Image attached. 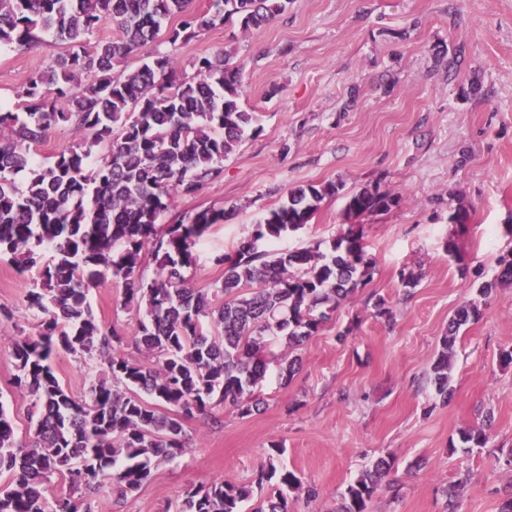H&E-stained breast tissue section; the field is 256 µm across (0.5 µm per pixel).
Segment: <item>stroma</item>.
Returning <instances> with one entry per match:
<instances>
[{
	"mask_svg": "<svg viewBox=\"0 0 512 512\" xmlns=\"http://www.w3.org/2000/svg\"><path fill=\"white\" fill-rule=\"evenodd\" d=\"M51 34L23 50L0 48V108L20 111L27 77L52 62ZM227 51L243 67L239 102L257 116L255 133L222 163L219 176L193 196H175L162 224L191 223L205 209L226 212L194 248L186 277L207 292L224 278V255L248 238L289 188L339 182L301 230L276 244L297 250L331 244L348 230L362 235L372 279L341 301L301 346L269 342L277 360L255 390L263 404L243 417L230 406L183 419V454L161 463L121 504L94 493L96 512H169L194 485L214 479L248 484L272 446L303 490L290 512H334L347 487L379 459L392 460L396 489L381 488L369 512H446V488L459 486L456 512H501L512 498V286L481 295L501 259L512 258V0H291L258 29L229 21L189 42L146 43L125 65L159 52L179 60V77L195 62ZM84 133L63 125L29 149L30 166L83 149ZM379 184L401 194L391 211L347 215L346 194ZM465 206L468 219L448 221ZM415 270L403 287L401 270ZM31 274L0 254V337L33 336L27 305ZM124 287L109 273L88 301L97 319L125 335L135 328L122 307ZM384 300L391 319L377 317ZM467 302L480 309L454 347L453 394L436 396L431 366L448 320ZM301 366L283 380L279 362ZM75 394L107 375V366L75 354L52 361ZM9 347L0 344V404L26 442L33 399L13 385ZM483 431L482 446L463 443ZM317 499H307L305 487Z\"/></svg>",
	"mask_w": 512,
	"mask_h": 512,
	"instance_id": "35a3bbf8",
	"label": "stroma"
}]
</instances>
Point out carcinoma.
<instances>
[{"mask_svg": "<svg viewBox=\"0 0 512 512\" xmlns=\"http://www.w3.org/2000/svg\"><path fill=\"white\" fill-rule=\"evenodd\" d=\"M190 0H0V45L18 50L52 34L53 65L30 74L21 91L24 111H0V254L25 272L37 265L34 248L54 249L27 294L39 320L35 336L9 339L17 386L34 398L37 420L30 441L15 440L0 403V512H94L77 490L107 479L114 504L146 484L165 461L184 452L180 418L221 405L245 417L258 409L252 388L265 377L268 338L290 347L318 333L329 312L366 284L373 266L364 246L344 235L327 251H254L243 241L224 256V280L210 292L187 285L183 269L192 248L225 211L206 209L189 224L161 228L158 219L176 195H193L222 173L221 163L255 131L256 117L238 103L242 67L219 51L197 62V77L176 79L178 62L166 53L134 69L117 66L158 37L163 22L180 14L168 41L188 42L236 16L244 29L282 14L290 0H213L205 13L187 12ZM117 35L91 45L105 19ZM70 124L89 136V148L62 151L31 170L24 188L15 177L29 166L22 145ZM119 133H114V126ZM107 143L95 169L90 147ZM340 182L295 186L287 200L256 224L265 244L304 227L321 202L339 195ZM402 196L365 187L346 196L345 211L360 216L400 206ZM124 250L115 255L112 246ZM163 251L160 273L141 271L149 244ZM102 267L124 285V309L136 316L133 345L157 359L147 365L119 350L124 336L100 323L87 301ZM512 285V259L501 260L494 281ZM479 316L460 306L441 337L431 367L435 393L448 400L451 358L462 326ZM106 362L111 379L91 381L74 394L51 364L58 350ZM273 448L257 483L277 478L254 512H289L288 492L303 488L295 472L277 468ZM390 469L382 459L346 489L337 512H366ZM69 492L48 498L53 480ZM251 487L212 480L190 488L174 512H242Z\"/></svg>", "mask_w": 512, "mask_h": 512, "instance_id": "carcinoma-1", "label": "carcinoma"}]
</instances>
